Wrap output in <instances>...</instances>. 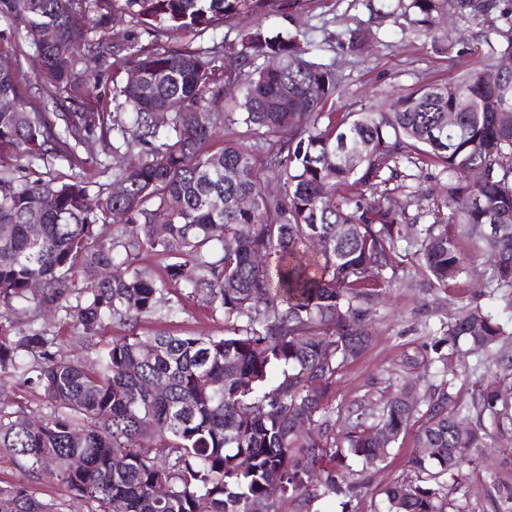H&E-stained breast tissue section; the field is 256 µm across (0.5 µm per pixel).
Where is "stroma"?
<instances>
[{"instance_id":"stroma-1","label":"stroma","mask_w":512,"mask_h":512,"mask_svg":"<svg viewBox=\"0 0 512 512\" xmlns=\"http://www.w3.org/2000/svg\"><path fill=\"white\" fill-rule=\"evenodd\" d=\"M367 0H302L292 16L281 15L275 0H270L265 23L272 29L300 30L307 40L320 44V62L334 65L343 78L347 95L336 105L338 111L349 106L368 107L392 98L401 89L429 83L452 82L465 68L469 57L449 54V43L459 41L470 48L482 47L480 28L441 13L433 35L406 31L404 20L391 14L371 19ZM254 16L242 15L215 29L180 38L179 43L194 49L223 46L224 53L236 49L239 36L252 27ZM363 22L369 27V44L364 56L346 54L341 44L346 31ZM386 291L375 307L370 324L372 343L359 359L349 363L338 377L331 394L336 420H343L347 408L360 400L378 401L398 390L404 376L405 355L430 348L441 325L455 314L446 294L427 287V276L416 260L400 264L396 272L385 273ZM37 311H18L15 329L27 328ZM51 323L63 345V353L88 361L112 340L125 336V324L110 321L95 337H84L75 319L61 314L42 315ZM139 335L160 331L182 335L220 336L224 318L214 314L198 298L186 300L184 310L173 319L149 317L137 327ZM497 452L482 466L463 462L458 476L448 484V497L458 512H512V427L496 434ZM415 436L399 438L386 460L367 473V483L358 500L344 506L340 499L322 497L312 512H375L384 498L387 485L406 475ZM0 481L23 483L39 498L61 499V488L47 475H30L12 458L0 455Z\"/></svg>"}]
</instances>
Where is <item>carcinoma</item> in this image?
<instances>
[{
  "mask_svg": "<svg viewBox=\"0 0 512 512\" xmlns=\"http://www.w3.org/2000/svg\"><path fill=\"white\" fill-rule=\"evenodd\" d=\"M499 2L397 0L414 32L430 33L445 9L484 25L487 52L452 83L338 112L342 79L333 65L311 59L321 46L298 30L259 23L240 35L226 63L218 45L157 44L164 34L260 15L267 0H0L11 34L34 45L43 82L30 101L17 79L27 54L0 64V97L15 103L0 111V147L15 160L0 170V373L38 390L47 409L36 418L1 402L0 451L31 474L51 461L50 475L85 512H279L285 497L296 512H310L322 496L350 505L362 487L350 478L352 463L383 461L413 427L414 476L386 487L384 512H447L456 449L490 448L489 425L512 424L500 375L474 382L469 405L453 392L464 365L423 394L408 383L376 403L362 400L337 436L330 393L369 345L382 273L403 262L396 243L405 224L429 287L458 309L433 351L407 356L406 368L440 364L446 374L445 346L457 353L464 341L468 352L493 358L512 342V324L470 290L449 288L466 270L460 230L487 254L484 295L512 309V125L486 107L512 110V75L494 86L482 78L495 56L512 55V12ZM114 12L154 41L128 36L114 46L94 38ZM46 26L56 31L50 44L40 39ZM364 39L363 28H350L342 46L358 57ZM91 62L113 67L125 111H111L102 96L80 112L66 104ZM225 96L247 131L280 135L275 146L259 155L231 140L216 144ZM274 97L286 99V111H265ZM462 98L473 108L450 129L448 112ZM173 100L182 108L157 124L155 113ZM361 145L357 164L342 161ZM123 147L138 152L128 159ZM52 159L70 173L16 176ZM405 161L448 176V213L435 209L430 224L388 205L389 184L415 178L400 169ZM94 164L125 184L123 198L106 187L90 198ZM270 173L282 181L275 195L264 189ZM240 195L255 198V207L224 206ZM117 209L125 220L114 229ZM34 222L37 238L29 233ZM339 224L354 231L339 238ZM227 238L237 239L236 249L224 248ZM315 242L322 249L308 252ZM144 251L167 259L162 275L138 266ZM103 267L111 268L107 279ZM173 285L187 293H172ZM187 295L222 314L224 335L132 332L88 362L65 357L44 323L7 335L20 306L53 308L94 335L108 320L134 329L146 317H174ZM460 418L469 421L464 431ZM383 435L391 440L380 442ZM156 448L168 449L161 462ZM274 471L282 476L277 491L268 486ZM0 512L65 510L21 483L0 482Z\"/></svg>",
  "mask_w": 512,
  "mask_h": 512,
  "instance_id": "cac0c4a2",
  "label": "carcinoma"
}]
</instances>
